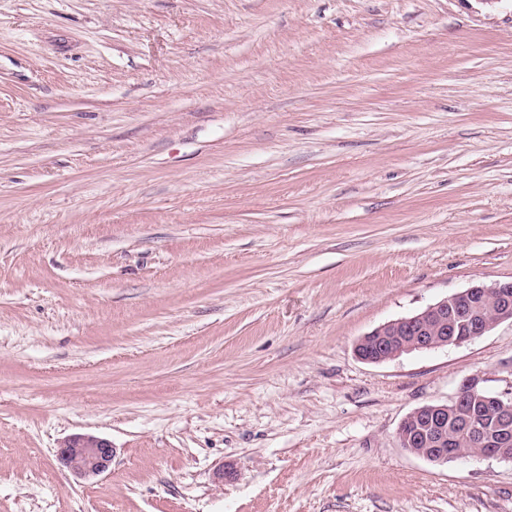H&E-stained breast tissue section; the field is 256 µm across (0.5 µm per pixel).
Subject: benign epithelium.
Masks as SVG:
<instances>
[{"label": "benign epithelium", "mask_w": 512, "mask_h": 512, "mask_svg": "<svg viewBox=\"0 0 512 512\" xmlns=\"http://www.w3.org/2000/svg\"><path fill=\"white\" fill-rule=\"evenodd\" d=\"M505 321L512 322V281L474 284L375 328L358 340L356 352L378 364L414 350L468 344ZM484 382L472 374L451 401L410 412L398 428L400 446L437 464L464 455L512 463V390L491 392ZM113 456L112 443L92 434L71 435L58 450L60 462L80 480L107 472Z\"/></svg>", "instance_id": "obj_1"}]
</instances>
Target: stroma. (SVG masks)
Returning a JSON list of instances; mask_svg holds the SVG:
<instances>
[{
  "label": "stroma",
  "mask_w": 512,
  "mask_h": 512,
  "mask_svg": "<svg viewBox=\"0 0 512 512\" xmlns=\"http://www.w3.org/2000/svg\"><path fill=\"white\" fill-rule=\"evenodd\" d=\"M511 280L512 0H0V512H512L397 437L512 323L355 351ZM505 321L512 322V281L474 284L375 328L358 340L356 352L378 364L414 350L468 344ZM114 448L105 438L92 434H74L65 439L58 458L76 478L86 480L107 472L112 464Z\"/></svg>",
  "instance_id": "1"
}]
</instances>
